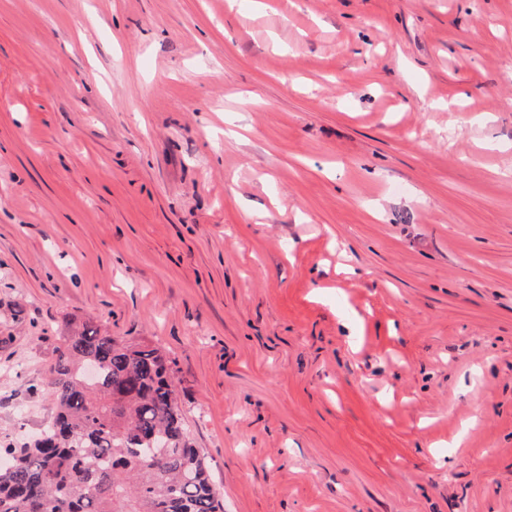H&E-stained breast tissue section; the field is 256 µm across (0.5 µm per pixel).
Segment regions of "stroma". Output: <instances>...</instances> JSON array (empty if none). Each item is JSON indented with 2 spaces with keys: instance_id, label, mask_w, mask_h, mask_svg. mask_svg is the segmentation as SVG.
<instances>
[{
  "instance_id": "1",
  "label": "stroma",
  "mask_w": 512,
  "mask_h": 512,
  "mask_svg": "<svg viewBox=\"0 0 512 512\" xmlns=\"http://www.w3.org/2000/svg\"><path fill=\"white\" fill-rule=\"evenodd\" d=\"M83 325L224 512H512V0H0V441Z\"/></svg>"
}]
</instances>
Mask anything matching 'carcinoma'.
<instances>
[{
	"instance_id": "carcinoma-1",
	"label": "carcinoma",
	"mask_w": 512,
	"mask_h": 512,
	"mask_svg": "<svg viewBox=\"0 0 512 512\" xmlns=\"http://www.w3.org/2000/svg\"><path fill=\"white\" fill-rule=\"evenodd\" d=\"M46 386L52 421L0 445V512H221L156 349L105 327L71 330Z\"/></svg>"
}]
</instances>
